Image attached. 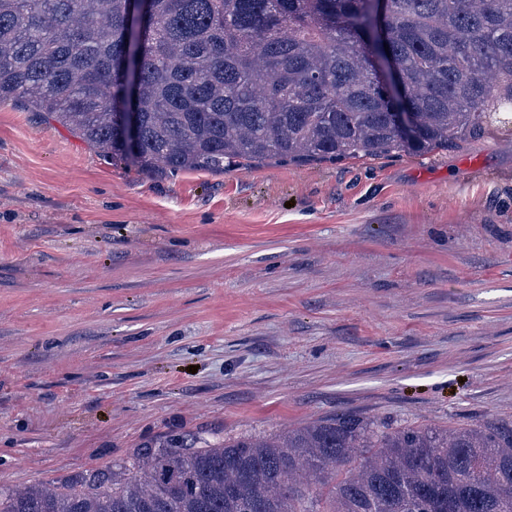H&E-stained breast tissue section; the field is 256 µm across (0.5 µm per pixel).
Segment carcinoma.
Here are the masks:
<instances>
[{
	"mask_svg": "<svg viewBox=\"0 0 512 512\" xmlns=\"http://www.w3.org/2000/svg\"><path fill=\"white\" fill-rule=\"evenodd\" d=\"M0 0V103L149 175L446 149L512 121V0ZM375 26L412 113L367 68ZM0 512H512V417L453 431L353 415L270 438L159 442Z\"/></svg>",
	"mask_w": 512,
	"mask_h": 512,
	"instance_id": "obj_1",
	"label": "carcinoma"
}]
</instances>
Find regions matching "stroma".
Masks as SVG:
<instances>
[{"label": "stroma", "mask_w": 512, "mask_h": 512, "mask_svg": "<svg viewBox=\"0 0 512 512\" xmlns=\"http://www.w3.org/2000/svg\"><path fill=\"white\" fill-rule=\"evenodd\" d=\"M493 412L512 416L507 136L148 176L0 104V487L160 440Z\"/></svg>", "instance_id": "obj_1"}]
</instances>
